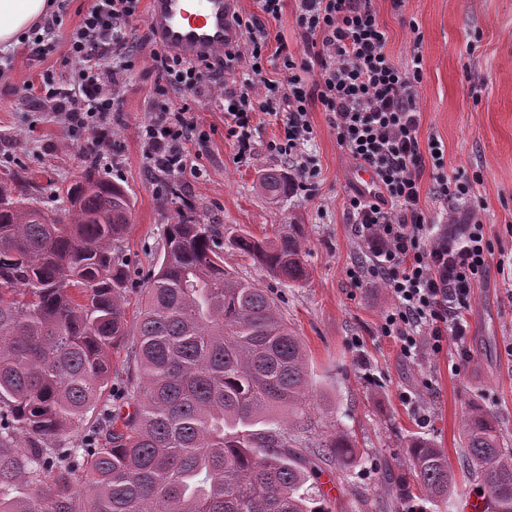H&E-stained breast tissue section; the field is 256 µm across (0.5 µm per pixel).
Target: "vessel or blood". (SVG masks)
Listing matches in <instances>:
<instances>
[{
    "label": "vessel or blood",
    "instance_id": "1",
    "mask_svg": "<svg viewBox=\"0 0 512 512\" xmlns=\"http://www.w3.org/2000/svg\"><path fill=\"white\" fill-rule=\"evenodd\" d=\"M239 0H149V28L157 45L186 56L223 54L240 34L229 26Z\"/></svg>",
    "mask_w": 512,
    "mask_h": 512
}]
</instances>
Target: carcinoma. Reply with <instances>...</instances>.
<instances>
[{"mask_svg": "<svg viewBox=\"0 0 512 512\" xmlns=\"http://www.w3.org/2000/svg\"><path fill=\"white\" fill-rule=\"evenodd\" d=\"M93 170L65 189L67 224L0 180V512H332L289 452L311 408L309 357L276 300L224 266L218 230L170 183L163 259L129 325L114 248L132 202ZM259 187L278 196L286 181L268 171ZM232 246L279 280L308 276L293 232ZM130 334L124 414L106 393ZM274 408L288 420L254 429ZM90 412L97 432L63 444ZM461 434L492 512H512V450L494 414L472 403ZM322 447L344 467L355 458L344 434ZM408 463L423 499L448 501L456 478L443 449L413 438Z\"/></svg>", "mask_w": 512, "mask_h": 512, "instance_id": "carcinoma-1", "label": "carcinoma"}]
</instances>
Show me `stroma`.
Here are the masks:
<instances>
[{
    "label": "stroma",
    "instance_id": "35a3bbf8",
    "mask_svg": "<svg viewBox=\"0 0 512 512\" xmlns=\"http://www.w3.org/2000/svg\"><path fill=\"white\" fill-rule=\"evenodd\" d=\"M90 5L67 0L56 30L59 47L45 65L30 61L27 49H16L10 53L12 71L0 80V179L16 180L38 206L58 212L64 209L59 189L88 166L85 139L63 131L49 103L25 85L36 81L42 67L64 71L62 46ZM375 7L394 61L404 64L415 49L423 56L417 87L421 137L444 142L449 174L480 175L474 190L484 203L494 255H512V0H405L400 8L393 0H376ZM155 50L152 44L139 48L121 79V109L112 115V165L98 170L124 186L132 200L120 248L133 306L163 258L164 229L173 216L162 202L163 178L148 166L138 137L159 79ZM474 74L481 85H472ZM220 92L212 84L189 103L210 142L197 161L199 174H185L179 187L185 204L216 225L222 238L244 232L272 240L289 225L304 240L309 275L301 282L270 277L232 246L224 248L225 266L271 292L309 353L313 409L293 448L311 461L315 488L334 485L337 512H419L423 501L397 502L387 491L410 478L405 461L411 438L434 440L451 467L459 468V429L475 399L496 415L503 443L512 448V278L493 266L474 289L465 313L468 359H461L453 342L440 353L425 347L416 358H405L400 340L380 333L393 304L385 284L375 280L357 288L348 276L369 254L345 207L356 165L337 144L328 112L318 102L309 112L314 135L306 152L321 170L315 195L290 191L273 201L256 180L264 170L289 169L287 157L268 148L281 120L257 113L254 151L247 162H236ZM334 432L352 440L357 463L342 468L323 453L322 439Z\"/></svg>",
    "mask_w": 512,
    "mask_h": 512
}]
</instances>
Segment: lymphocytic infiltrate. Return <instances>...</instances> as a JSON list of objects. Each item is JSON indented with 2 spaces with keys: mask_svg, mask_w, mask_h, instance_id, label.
<instances>
[{
  "mask_svg": "<svg viewBox=\"0 0 512 512\" xmlns=\"http://www.w3.org/2000/svg\"><path fill=\"white\" fill-rule=\"evenodd\" d=\"M138 5L139 0H92L64 53L73 92L60 93L49 77L40 89L64 129L87 134V149L98 163L112 162L105 129L121 102V74L133 65L134 44L125 30ZM259 6L256 16L234 14L233 23L247 40L223 57L160 54L161 99L138 128L145 159L172 178L191 169L190 148L205 150L209 135L188 116V101L220 72L224 125L237 160L252 154L253 114L281 108L283 134L269 147L291 159L293 189L312 194L320 170L308 160L304 144L313 136L310 104L319 100L332 115L338 145L377 180L375 191L356 186L347 197L354 231L370 254L369 264L350 268L349 277L358 287L375 278L384 281L393 307L381 333L397 337L405 357H415L424 345L441 352L448 338L466 332L464 310L473 289L488 276L493 246L472 179L448 175L442 140L420 136L416 87L423 79L422 55L413 53L402 66L394 62L374 0H296L305 46L299 57L287 45L273 49L268 43L265 22L279 17L283 0H259ZM274 59L279 62L276 77L268 69ZM311 71L317 78L309 84L304 75ZM427 170L446 213L444 228L421 202ZM460 218L462 233L451 232L450 224Z\"/></svg>",
  "mask_w": 512,
  "mask_h": 512,
  "instance_id": "1",
  "label": "lymphocytic infiltrate"
}]
</instances>
